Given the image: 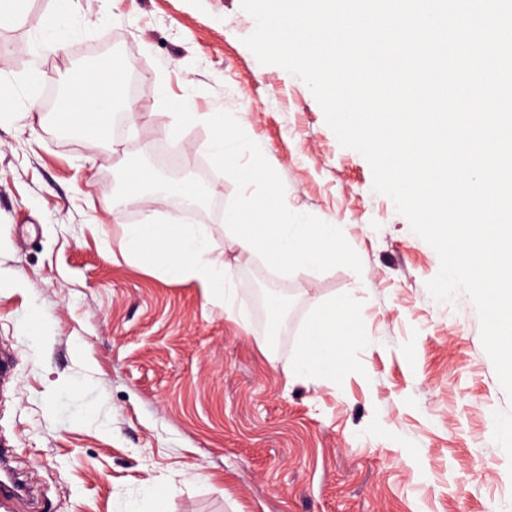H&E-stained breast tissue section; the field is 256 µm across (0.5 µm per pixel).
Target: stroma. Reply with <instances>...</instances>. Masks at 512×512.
<instances>
[{"label":"stroma","mask_w":512,"mask_h":512,"mask_svg":"<svg viewBox=\"0 0 512 512\" xmlns=\"http://www.w3.org/2000/svg\"><path fill=\"white\" fill-rule=\"evenodd\" d=\"M74 34L33 57L56 12ZM241 0H28L0 20V443L38 512H494L512 502V416L467 295L426 284L436 251L412 232L358 152L340 146L307 85L244 45ZM143 69L136 114L95 141L43 101L85 54ZM43 80L33 83L32 71ZM226 110L281 177L289 206L339 225L363 263L270 271L224 233L234 181L212 172L200 225L223 251L246 319L191 284L130 259L108 201L135 167L178 147L186 178L208 165L203 123L172 136L161 95ZM350 304L367 336L336 339V377L288 375L313 307ZM42 315L37 339L27 336Z\"/></svg>","instance_id":"obj_1"}]
</instances>
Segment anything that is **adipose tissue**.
<instances>
[{"instance_id": "1", "label": "adipose tissue", "mask_w": 512, "mask_h": 512, "mask_svg": "<svg viewBox=\"0 0 512 512\" xmlns=\"http://www.w3.org/2000/svg\"><path fill=\"white\" fill-rule=\"evenodd\" d=\"M96 69L93 75L83 68L69 73L67 92L57 114L71 130L101 137L112 127V94L108 87L122 82L124 72L106 59L98 60ZM125 182L126 190L112 199V210L119 215L159 190L193 200L203 199L208 193L207 188L191 180L157 185L154 177L140 167L131 169ZM122 235L131 258L161 267L179 281L195 284L205 301H223L225 316L236 320L235 290L224 276V255L216 251L210 237L196 225L159 224L146 219L123 225ZM341 331L358 341L363 338L360 326L350 322L347 310L336 309L332 304L315 309L307 327L306 348L292 371V380L309 381L322 374H335L341 362L336 356L334 338Z\"/></svg>"}]
</instances>
